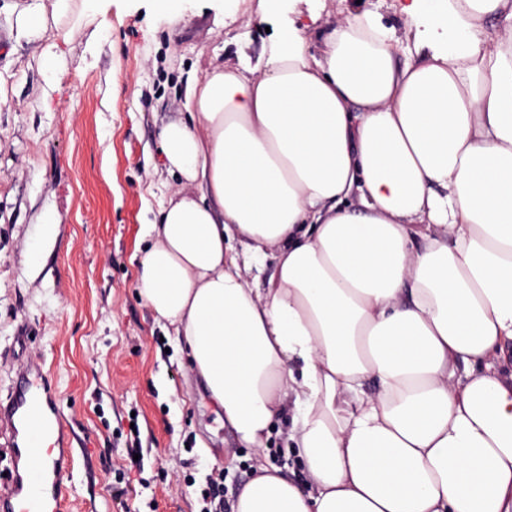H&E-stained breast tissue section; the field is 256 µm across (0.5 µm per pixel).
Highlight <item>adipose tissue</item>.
Instances as JSON below:
<instances>
[{
  "label": "adipose tissue",
  "mask_w": 512,
  "mask_h": 512,
  "mask_svg": "<svg viewBox=\"0 0 512 512\" xmlns=\"http://www.w3.org/2000/svg\"><path fill=\"white\" fill-rule=\"evenodd\" d=\"M402 13L415 60L286 18L160 130L140 294L259 459L234 512H512V0ZM286 412L301 481L263 461Z\"/></svg>",
  "instance_id": "ef3b65f1"
}]
</instances>
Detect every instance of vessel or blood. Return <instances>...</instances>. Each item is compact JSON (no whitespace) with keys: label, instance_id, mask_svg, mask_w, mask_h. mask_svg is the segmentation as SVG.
I'll return each mask as SVG.
<instances>
[{"label":"vessel or blood","instance_id":"1","mask_svg":"<svg viewBox=\"0 0 512 512\" xmlns=\"http://www.w3.org/2000/svg\"><path fill=\"white\" fill-rule=\"evenodd\" d=\"M71 432L61 415L51 376L38 365L21 366L0 397V446L10 467L0 486V512H61L69 466L53 448L68 447ZM54 446H47V438Z\"/></svg>","mask_w":512,"mask_h":512}]
</instances>
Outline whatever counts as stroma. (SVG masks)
<instances>
[{
  "label": "stroma",
  "mask_w": 512,
  "mask_h": 512,
  "mask_svg": "<svg viewBox=\"0 0 512 512\" xmlns=\"http://www.w3.org/2000/svg\"><path fill=\"white\" fill-rule=\"evenodd\" d=\"M0 0V392L18 361L49 366L73 435L66 512H202L233 503L256 459L218 420L172 329L139 294L144 225L172 177L158 132L189 78L258 58L277 17L242 26L220 0H74L68 37H20ZM397 0L369 11L405 38Z\"/></svg>",
  "instance_id": "stroma-1"
}]
</instances>
